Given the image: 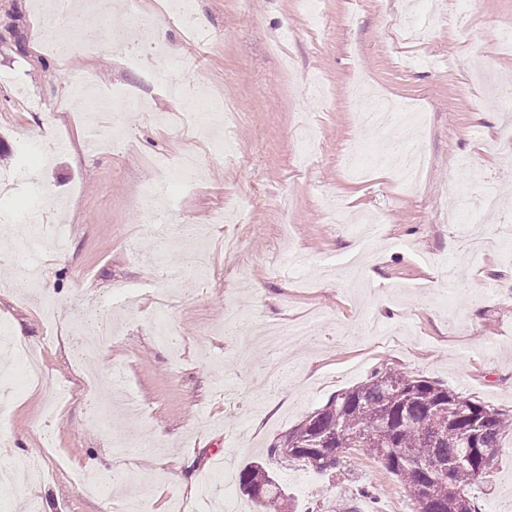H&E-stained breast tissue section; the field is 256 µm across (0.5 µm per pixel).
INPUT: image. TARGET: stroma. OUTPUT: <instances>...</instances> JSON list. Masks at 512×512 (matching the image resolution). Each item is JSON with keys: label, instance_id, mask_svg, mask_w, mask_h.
<instances>
[{"label": "stroma", "instance_id": "obj_1", "mask_svg": "<svg viewBox=\"0 0 512 512\" xmlns=\"http://www.w3.org/2000/svg\"><path fill=\"white\" fill-rule=\"evenodd\" d=\"M458 11L452 0H323V23L311 26L294 0H195L211 40L201 45L175 22L155 47L140 28L124 53H109L106 34L123 12L98 19L85 49L49 52L35 0H0V238L15 245L21 219L41 212L66 229L65 263L46 253L39 288H48L61 324L108 326V356L90 352L74 361L67 336H53L39 303L21 298L22 260L0 264V329L23 334L38 350L50 383H32L0 402V436L23 454L45 458L41 480L0 485V512H125L143 498L147 512H241L256 505L237 474L266 460L291 498L294 512H330L334 502L368 488L360 512H412L401 483L369 449L353 448L347 476L314 471L302 462L268 457L280 436L336 394L363 382L380 366L425 376L463 396L512 414V261L492 238L512 222V112L475 78L479 70L512 76V52L494 49L496 33L512 22V0H474ZM356 15L347 24L346 15ZM201 56L198 76L182 96L150 80L160 66ZM419 57L409 68L404 56ZM93 75L98 91L134 89L146 107L128 114L131 149L100 147L112 114L97 102L76 106V79ZM366 78L390 104L407 106L413 122H395L375 139L421 144L426 165L416 189L386 167L368 181L343 163L354 140L371 138L356 122L364 109L348 91ZM223 100L239 158L215 156L211 140L187 126L183 97ZM318 137L310 164L293 171L297 127ZM191 152L204 161L201 180L183 191L176 217L199 226L210 273L197 289L180 288L190 242L156 236L143 224L148 190L162 183L161 155ZM469 167H461L462 159ZM501 189L495 213L478 205L479 181ZM458 195L445 197L449 181ZM382 215L360 268L361 285L348 287L341 271L353 239L330 221L328 201ZM241 210L238 224H215L212 214ZM460 212L488 238L474 265L431 264L467 246L442 207ZM283 250L304 262L290 273L269 260ZM139 288L133 309L118 307L112 286ZM177 326L174 344L154 334L161 298ZM313 309L325 315L309 336L288 348L293 368L285 384L261 388L270 346L251 344L259 323H286ZM385 322L390 341L356 334L360 314ZM208 358H200L199 346ZM112 369L142 404L130 416L99 401L89 382ZM129 439L125 448L116 439ZM125 471L126 482L103 493L78 488L79 477L100 471L104 459ZM183 470L193 488L171 479ZM481 512H512V432L502 435L489 478L472 487Z\"/></svg>", "mask_w": 512, "mask_h": 512}]
</instances>
